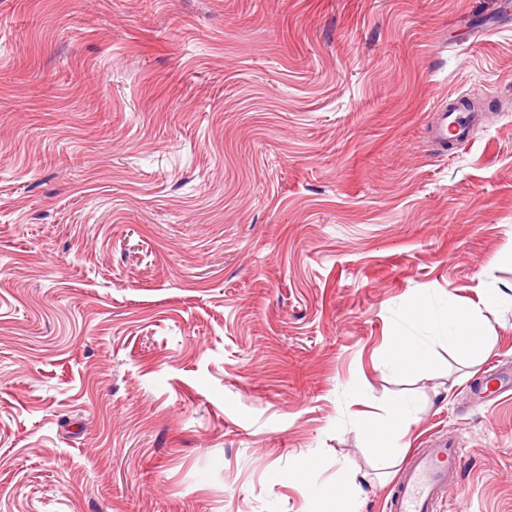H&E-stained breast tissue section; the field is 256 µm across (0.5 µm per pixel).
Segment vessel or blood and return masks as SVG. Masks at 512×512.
<instances>
[{
    "mask_svg": "<svg viewBox=\"0 0 512 512\" xmlns=\"http://www.w3.org/2000/svg\"><path fill=\"white\" fill-rule=\"evenodd\" d=\"M475 121V113L447 107L431 126V137L447 146L450 137H467ZM464 459L463 449L445 443L416 450L398 477L391 512H434L438 501L456 494Z\"/></svg>",
    "mask_w": 512,
    "mask_h": 512,
    "instance_id": "b4317fda",
    "label": "vessel or blood"
}]
</instances>
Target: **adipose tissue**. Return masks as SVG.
I'll use <instances>...</instances> for the list:
<instances>
[{"label":"adipose tissue","instance_id":"adipose-tissue-1","mask_svg":"<svg viewBox=\"0 0 512 512\" xmlns=\"http://www.w3.org/2000/svg\"><path fill=\"white\" fill-rule=\"evenodd\" d=\"M408 314L414 320L446 331L449 347L473 356L484 353L488 347L487 338L477 324L474 308L458 300H449L448 304L440 307L417 300L409 307Z\"/></svg>","mask_w":512,"mask_h":512}]
</instances>
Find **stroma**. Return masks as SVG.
<instances>
[{"instance_id":"obj_1","label":"stroma","mask_w":512,"mask_h":512,"mask_svg":"<svg viewBox=\"0 0 512 512\" xmlns=\"http://www.w3.org/2000/svg\"><path fill=\"white\" fill-rule=\"evenodd\" d=\"M511 285L512 0H0V512H388L445 440L437 512H512V306L407 313ZM475 121V112L448 105L447 108L438 112V119L430 128L431 137L441 147L446 148L448 147V138L467 137ZM448 297V304L434 307L428 303L416 300L408 309V315L419 322L441 328L448 346L457 348L469 355H481L487 350V337L482 334L476 321V310ZM397 350L389 360V367L396 372H402L409 367L427 370L431 364L428 350L414 339L399 336L395 340ZM413 404L410 399L392 401L387 407V425L391 429L401 430L411 419ZM464 459V449L448 443L416 450L398 477L390 512H434L456 494Z\"/></svg>"}]
</instances>
